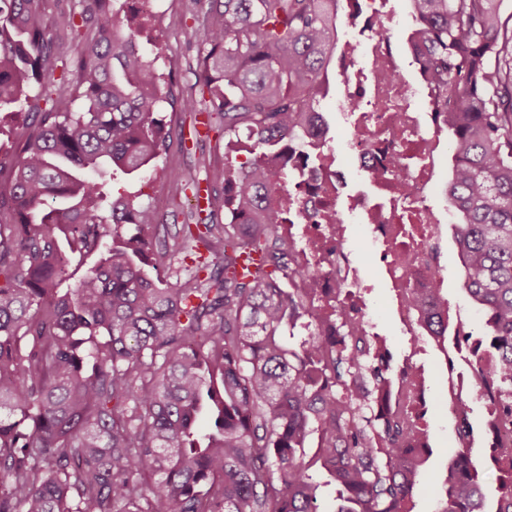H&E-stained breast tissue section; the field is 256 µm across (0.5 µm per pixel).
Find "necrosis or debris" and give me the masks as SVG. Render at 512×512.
Returning a JSON list of instances; mask_svg holds the SVG:
<instances>
[{"label":"necrosis or debris","mask_w":512,"mask_h":512,"mask_svg":"<svg viewBox=\"0 0 512 512\" xmlns=\"http://www.w3.org/2000/svg\"><path fill=\"white\" fill-rule=\"evenodd\" d=\"M388 3L347 0L348 21L361 37L341 43L336 56L343 135L333 144L321 136L303 147L285 146L263 165L295 176L291 184L272 181L271 198L288 215L281 233L289 265L298 272L289 285L308 289L315 324L335 329L336 304L344 299L352 305L349 335L375 333L370 284L352 237L358 224L415 350L417 324L437 314L425 300L445 281L440 258L451 216L435 198L446 182L448 127L432 96L422 95L402 74L410 46L393 42L395 13ZM351 167L368 178L370 190H349ZM393 369L390 412L422 410L429 402L424 369L410 355Z\"/></svg>","instance_id":"obj_1"}]
</instances>
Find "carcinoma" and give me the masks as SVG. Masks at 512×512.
<instances>
[{
    "mask_svg": "<svg viewBox=\"0 0 512 512\" xmlns=\"http://www.w3.org/2000/svg\"><path fill=\"white\" fill-rule=\"evenodd\" d=\"M44 3L0 0V512H318L330 485L337 512H413L432 449L405 443L428 437L425 415L369 416L392 383L380 346L303 321L264 204L275 175L230 158L243 139L260 154L309 140L341 0H198L204 123L156 67L166 42L141 41L152 17L84 0L48 21ZM412 5L414 56L445 94L452 237L480 318L454 340L484 355L476 387L512 423V28L500 0ZM161 103L224 136L238 190L170 173L168 205L189 190L206 207L155 239L159 208L112 198L105 177L155 170L172 137ZM455 411L437 512H512V453L478 458L469 401ZM485 460L502 474L492 499Z\"/></svg>",
    "mask_w": 512,
    "mask_h": 512,
    "instance_id": "cac0c4a2",
    "label": "carcinoma"
}]
</instances>
